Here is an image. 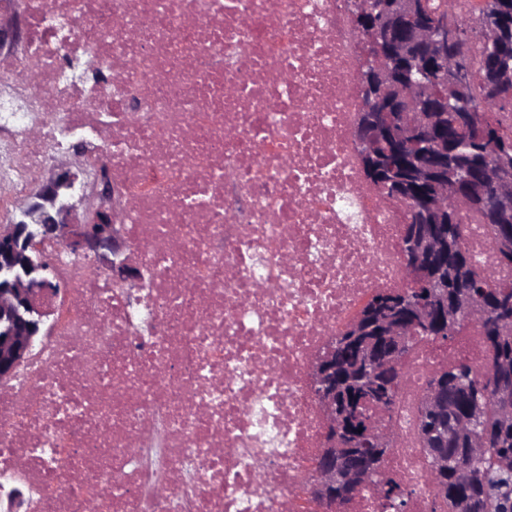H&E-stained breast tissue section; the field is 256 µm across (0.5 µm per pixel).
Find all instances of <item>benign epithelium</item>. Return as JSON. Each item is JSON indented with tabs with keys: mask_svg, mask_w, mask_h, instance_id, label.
<instances>
[{
	"mask_svg": "<svg viewBox=\"0 0 512 512\" xmlns=\"http://www.w3.org/2000/svg\"><path fill=\"white\" fill-rule=\"evenodd\" d=\"M420 0H382L379 5L382 22L365 33L374 52L363 58L358 78L366 98L356 130L360 152L373 154L375 143L390 140L406 161L412 182L422 184L440 174L449 182V191L442 202L418 195L408 197L416 215V226L410 242L401 246L402 260L409 277L415 281L425 274L424 261L445 255L438 232L428 229L433 217L450 209L457 212L471 207L483 208L489 222L499 225V241L503 249L512 248V162L489 158L476 166L463 169L448 177V145L455 140L454 133L432 123V114L448 111V98L431 96L417 101L404 94L405 102L385 97V88L392 80L393 71L383 61L389 56L395 60L413 62L406 72L407 89L423 87L433 73L448 76V83H458L461 73L458 49L464 34L454 21L453 14L420 24L415 22ZM23 38V30L16 17L0 20V48H12ZM484 68L492 75L493 86H500L503 72L502 58L488 54ZM79 179L69 167H58L44 181L33 199L18 207L11 223L0 226V384H7L17 369L30 355L42 336L44 313L41 299L58 290L49 279L53 273L50 264L40 252L41 243L60 240L74 252L92 254L103 262L113 279L121 283L139 281L138 269L123 257L126 242L120 216L113 210L100 208L83 224L74 222L80 199L75 194ZM485 295L469 298L467 312L474 316L485 314L489 305ZM426 337L441 340L448 333V292L441 290L431 303L420 307ZM415 322L390 324L379 341L363 347L357 365L366 373L363 392L366 399L378 395L383 401L395 399L394 369L402 360L410 343L420 336L409 330ZM351 372L345 361L336 358V348L329 350L323 360H316L310 368L314 392L325 416L324 448L316 465L315 477L308 487L318 499L331 507L348 503L350 489H358L374 473L384 474L381 467L363 468L344 464L336 459V449H345L352 458L372 459L378 462L390 453L391 433L373 429L362 435L352 433L348 425L363 419V402L357 405L340 404L336 399V381ZM500 401L501 416L512 418V374L506 375L497 367L487 373ZM424 407L438 415L448 414L445 385L430 384ZM471 435V421L462 416L441 425L429 433L424 442L433 459V479L438 482L448 471L446 449L440 440ZM477 466L476 454L454 459L457 472L473 476Z\"/></svg>",
	"mask_w": 512,
	"mask_h": 512,
	"instance_id": "7a95c632",
	"label": "benign epithelium"
}]
</instances>
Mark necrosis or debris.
Listing matches in <instances>:
<instances>
[{
    "label": "necrosis or debris",
    "instance_id": "necrosis-or-debris-1",
    "mask_svg": "<svg viewBox=\"0 0 512 512\" xmlns=\"http://www.w3.org/2000/svg\"><path fill=\"white\" fill-rule=\"evenodd\" d=\"M352 0H0V221L73 143L111 183L138 287L41 251L63 293L0 387V480L24 512H327L308 485L323 411L309 368L408 273L405 207L363 175ZM93 58V75L72 67ZM477 272L512 287L463 213ZM491 353L474 323L412 342L385 469L406 512H450L421 441L435 372ZM23 38V30L16 17L9 16L0 20V48H13Z\"/></svg>",
    "mask_w": 512,
    "mask_h": 512
}]
</instances>
